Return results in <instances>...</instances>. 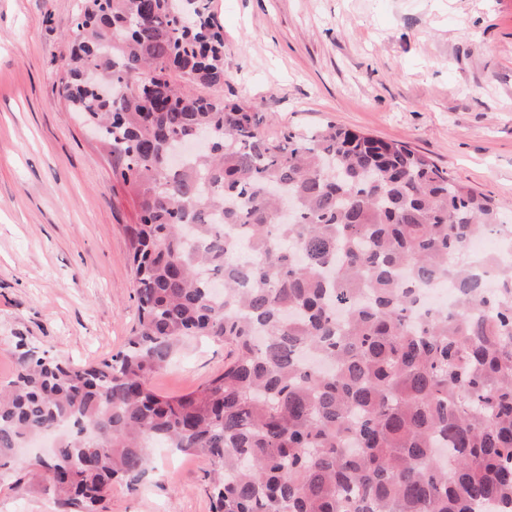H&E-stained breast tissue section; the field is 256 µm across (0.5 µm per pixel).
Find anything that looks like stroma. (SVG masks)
<instances>
[{"instance_id": "35a3bbf8", "label": "stroma", "mask_w": 512, "mask_h": 512, "mask_svg": "<svg viewBox=\"0 0 512 512\" xmlns=\"http://www.w3.org/2000/svg\"><path fill=\"white\" fill-rule=\"evenodd\" d=\"M78 0H0V383L22 335L94 363L137 326L124 227L134 195L58 95ZM224 29V98L271 117L270 132L333 122L399 140L449 178L512 208V0H212ZM230 355L191 337L152 378L178 396ZM140 490L97 512H212L209 463L152 449ZM0 512H58L45 484L13 487Z\"/></svg>"}]
</instances>
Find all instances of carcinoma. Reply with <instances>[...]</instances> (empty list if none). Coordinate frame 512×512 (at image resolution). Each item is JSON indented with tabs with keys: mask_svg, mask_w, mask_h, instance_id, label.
<instances>
[{
	"mask_svg": "<svg viewBox=\"0 0 512 512\" xmlns=\"http://www.w3.org/2000/svg\"><path fill=\"white\" fill-rule=\"evenodd\" d=\"M211 4L80 0L62 95L137 199L139 325L90 366L16 337L0 468L61 512L139 490L156 444L208 460L212 512H512V264L490 294L469 254L502 207L404 142L271 137L252 106L193 94L224 85ZM445 272L449 316L421 308ZM194 336L233 356L159 394Z\"/></svg>",
	"mask_w": 512,
	"mask_h": 512,
	"instance_id": "obj_1",
	"label": "carcinoma"
}]
</instances>
